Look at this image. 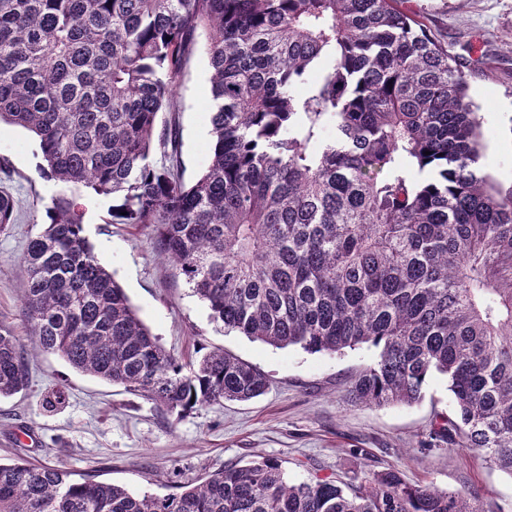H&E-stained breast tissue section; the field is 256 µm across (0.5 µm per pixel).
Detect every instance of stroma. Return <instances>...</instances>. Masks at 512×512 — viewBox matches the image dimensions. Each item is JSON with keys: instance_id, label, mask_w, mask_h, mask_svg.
<instances>
[{"instance_id": "35a3bbf8", "label": "stroma", "mask_w": 512, "mask_h": 512, "mask_svg": "<svg viewBox=\"0 0 512 512\" xmlns=\"http://www.w3.org/2000/svg\"><path fill=\"white\" fill-rule=\"evenodd\" d=\"M424 22L468 60L470 98L479 109L481 164L502 188L512 187V0H417ZM205 49L175 77V116L185 180L210 157L212 102ZM37 138L0 126V190L16 199L17 219L0 233V322L20 339L25 276L21 258L39 233L43 210L62 192L44 176ZM84 234L99 261L124 288L161 344L186 360L221 348L265 373L266 393L247 402L222 400L176 418L122 386L73 369L57 354L27 348L29 384L0 399V461L52 463L94 473L130 492L167 494L225 464L276 457L292 482L313 474L349 478L395 467L413 484L478 492L485 512H512V477L470 452L421 449L434 414L449 413L445 377L433 376L411 405L364 406L347 393L351 376L371 364L370 346L338 354L275 348L209 319L206 305L155 251L150 230L114 224L111 199L80 189Z\"/></svg>"}]
</instances>
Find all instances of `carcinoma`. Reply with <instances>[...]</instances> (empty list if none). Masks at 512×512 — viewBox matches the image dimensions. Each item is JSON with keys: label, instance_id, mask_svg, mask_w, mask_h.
Instances as JSON below:
<instances>
[{"label": "carcinoma", "instance_id": "1", "mask_svg": "<svg viewBox=\"0 0 512 512\" xmlns=\"http://www.w3.org/2000/svg\"><path fill=\"white\" fill-rule=\"evenodd\" d=\"M200 38L213 142L187 184L176 119L159 117ZM469 88L414 0H0V124L38 138L48 178L112 198L114 224L150 228L224 331L378 349L350 381L358 404H412L447 377L454 411L423 445L512 477V188L480 165ZM14 221L2 191L0 232ZM22 263L27 330L72 368L179 417L266 392L260 369L222 349L184 362L159 343L95 256L73 193L45 207ZM27 384L24 346L1 324L0 398ZM0 512L485 510L397 468L290 482L266 457L143 496L0 461Z\"/></svg>", "mask_w": 512, "mask_h": 512}]
</instances>
